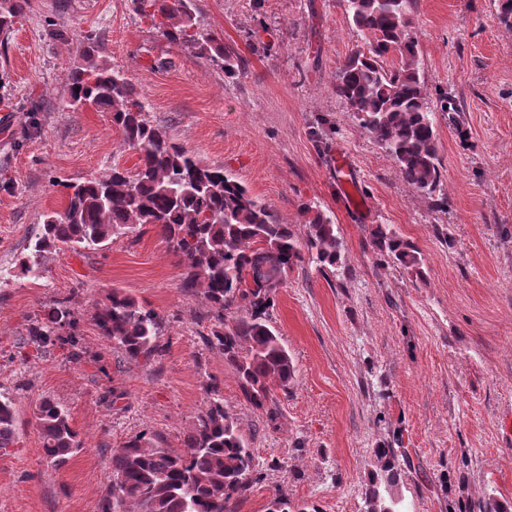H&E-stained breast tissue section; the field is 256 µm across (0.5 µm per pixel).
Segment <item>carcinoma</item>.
I'll use <instances>...</instances> for the list:
<instances>
[{"label": "carcinoma", "mask_w": 512, "mask_h": 512, "mask_svg": "<svg viewBox=\"0 0 512 512\" xmlns=\"http://www.w3.org/2000/svg\"><path fill=\"white\" fill-rule=\"evenodd\" d=\"M353 26L367 34L365 45L336 71V96L354 112L362 132L394 159L399 178L430 196L441 182L435 113L418 75L417 40L410 29L412 0H345ZM134 10L168 40L183 43L225 73L237 61L215 35L197 22L191 0H132ZM32 0H0V30L13 31ZM70 105L112 114L124 143L136 152L131 168L118 164L80 183L62 184L65 216L53 211L31 239V258L22 266L29 278L41 275L38 257L66 245L76 254L105 248L144 226H152L185 266L182 288L200 297L216 321L209 346L224 355L243 397L268 409L273 389L288 394L293 360L269 319L278 289L293 267L308 261L334 266L341 241L336 224L320 212L307 224L305 239L290 224L278 223L271 210L221 166L203 163L175 144L167 131L150 123L139 93L98 54L86 37L81 61L67 71ZM375 244L388 259L423 275L419 249L393 229L380 225ZM100 335L132 359L148 363L161 356V319L135 297L112 289L97 307ZM76 319L68 299L56 302L45 321L27 328L29 343L47 352L77 348ZM68 327L70 332L59 334ZM209 401L185 435L178 452L162 448L141 433L112 450V480L99 512H230L229 504L251 488L254 450L224 411L219 382L206 385ZM42 448L56 467L66 465L83 442L69 410L45 397L34 412ZM15 401L0 392V449L15 442ZM377 470L365 490V512H400L396 487L400 472L393 448L375 449ZM478 512H512V504L490 494Z\"/></svg>", "instance_id": "1"}]
</instances>
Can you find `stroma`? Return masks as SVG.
Returning a JSON list of instances; mask_svg holds the SVG:
<instances>
[{
	"mask_svg": "<svg viewBox=\"0 0 512 512\" xmlns=\"http://www.w3.org/2000/svg\"><path fill=\"white\" fill-rule=\"evenodd\" d=\"M193 9L240 58L235 75L162 37L131 0H33L0 50V391L15 399L18 437L0 450V512H98L113 448L146 431L179 450L211 377L259 470L232 512H266L277 495L364 512L374 451L396 443L409 512H478L489 493L512 502V28L498 0H413L444 208L399 179L336 97L337 68L365 42L344 0ZM88 34L175 143L223 166L297 234L307 206L337 228L336 266H295L270 313L295 366L274 414L243 398L208 346L212 314L182 290L184 267L155 230L79 255L63 246L45 253L40 279L21 274L44 214L65 206L64 184L136 161L110 113L69 104L65 74ZM447 101L459 127L440 113ZM379 224L419 248L424 278L374 245ZM115 288L161 316L156 362L100 335L95 306ZM65 295L80 355L36 354L26 328ZM47 395L83 442L59 469L33 418Z\"/></svg>",
	"mask_w": 512,
	"mask_h": 512,
	"instance_id": "stroma-1",
	"label": "stroma"
}]
</instances>
